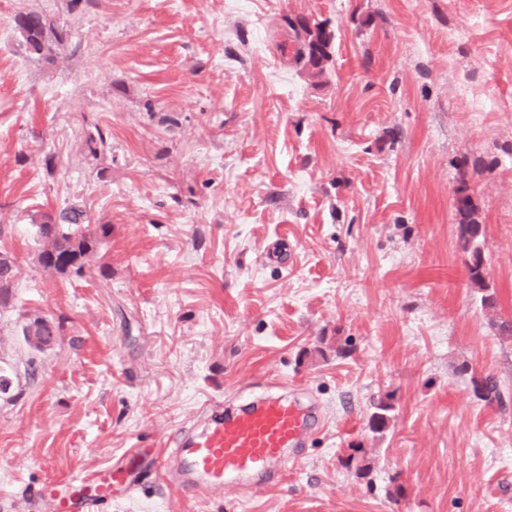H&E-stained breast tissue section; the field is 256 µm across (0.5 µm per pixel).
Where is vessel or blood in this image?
<instances>
[{
	"mask_svg": "<svg viewBox=\"0 0 512 512\" xmlns=\"http://www.w3.org/2000/svg\"><path fill=\"white\" fill-rule=\"evenodd\" d=\"M319 421L315 413L279 397L244 404L200 432L180 435L176 452L185 461L181 486L190 494L201 486L218 492L243 479L264 476L287 449L300 447L305 431ZM159 468V457L143 450L110 475L97 472L61 486H44L32 508L34 512H106L113 484L135 486Z\"/></svg>",
	"mask_w": 512,
	"mask_h": 512,
	"instance_id": "1",
	"label": "vessel or blood"
}]
</instances>
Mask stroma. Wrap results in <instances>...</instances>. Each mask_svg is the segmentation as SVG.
Returning <instances> with one entry per match:
<instances>
[{"label": "stroma", "instance_id": "stroma-1", "mask_svg": "<svg viewBox=\"0 0 512 512\" xmlns=\"http://www.w3.org/2000/svg\"><path fill=\"white\" fill-rule=\"evenodd\" d=\"M28 11L68 31L51 56ZM299 14L336 31L318 78L279 49ZM72 205L112 233L63 276L36 226ZM1 251L0 512L171 458L176 430L264 392L323 414L298 465L194 496L149 475L109 512H512V337L490 325L512 319V0H0ZM35 314L63 323L38 354ZM487 374L501 403L474 394ZM14 23L22 34L28 49L38 55H42L44 52L52 53V40H48L49 34L58 42L69 35L62 28H55L54 23L46 15L36 11L19 13L15 16ZM459 245L461 251L466 254L468 259L465 261L470 282L483 294L481 295V305L485 310H494L496 308V298L494 292H489V285L484 281L483 275V252L481 245V227L480 224H459ZM14 261L7 254L0 252V307H7L13 298ZM54 330L56 336H61L63 330V324L59 321H50L42 316H36L29 319V321L23 326L22 332L23 337L26 344L35 352H44L39 344L35 340H31L29 336H39V332L44 330L45 332H50V330ZM56 336H44V339L49 343L53 344L57 337Z\"/></svg>", "mask_w": 512, "mask_h": 512}]
</instances>
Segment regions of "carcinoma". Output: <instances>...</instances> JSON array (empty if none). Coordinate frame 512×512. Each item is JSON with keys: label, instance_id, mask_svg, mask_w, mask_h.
<instances>
[{"label": "carcinoma", "instance_id": "carcinoma-1", "mask_svg": "<svg viewBox=\"0 0 512 512\" xmlns=\"http://www.w3.org/2000/svg\"><path fill=\"white\" fill-rule=\"evenodd\" d=\"M14 23L22 34L30 51L41 55L52 52V41H62L68 33L55 27L54 23L44 14L36 11L20 13L15 16ZM290 32L288 37L292 43L294 61L306 70L312 78L322 76L332 62L333 51L336 44V32L330 28L327 21H320L306 16L297 17V22L285 19ZM54 40H48V36ZM112 226L109 224L85 223L83 213L75 208L64 213L58 221L45 222L37 225L36 236L39 245L37 260L44 270L51 273L82 274L85 266L96 258L100 245L109 237ZM459 230V245L466 254L465 261L469 280L481 290V305L486 310L496 308L494 293L489 291V285L484 281L483 252L481 245V227L478 224H461ZM14 261L6 253L0 252V307H7L13 298L14 289ZM54 331L61 335L63 324L50 321L42 316L29 319L23 326L22 332L26 344L35 352L42 351L39 344L32 337L39 335L40 331ZM473 390L476 396L487 405L501 402L500 392L496 378L486 376L471 377ZM395 410L393 397L386 396L374 406L370 417V429L375 432L382 431Z\"/></svg>", "mask_w": 512, "mask_h": 512}]
</instances>
